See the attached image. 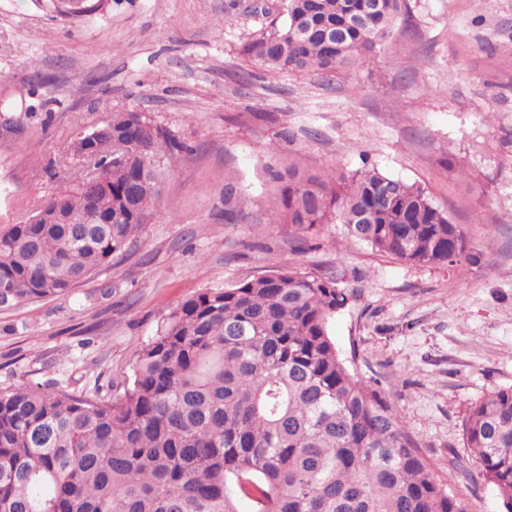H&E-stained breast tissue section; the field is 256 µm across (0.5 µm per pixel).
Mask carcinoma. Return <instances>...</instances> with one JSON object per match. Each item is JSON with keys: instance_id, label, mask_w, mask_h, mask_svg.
<instances>
[{"instance_id": "1", "label": "carcinoma", "mask_w": 512, "mask_h": 512, "mask_svg": "<svg viewBox=\"0 0 512 512\" xmlns=\"http://www.w3.org/2000/svg\"><path fill=\"white\" fill-rule=\"evenodd\" d=\"M286 0L241 55L264 73L337 75L375 56L406 0ZM99 176L44 201L82 224L27 221L0 234L11 304L60 296L108 265L159 213L181 149L143 112H114ZM276 210L302 231L347 236L414 263L458 264L467 238L424 187L373 163L325 180L270 171ZM243 215L224 185V222ZM110 224H91L93 217ZM337 279L276 270L205 288L137 350L130 386L105 399L0 389V512H464L382 392L341 358L329 323ZM463 439L512 512V389L470 408Z\"/></svg>"}]
</instances>
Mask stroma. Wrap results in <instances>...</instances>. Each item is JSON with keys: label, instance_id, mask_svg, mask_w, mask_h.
Returning <instances> with one entry per match:
<instances>
[{"label": "stroma", "instance_id": "obj_1", "mask_svg": "<svg viewBox=\"0 0 512 512\" xmlns=\"http://www.w3.org/2000/svg\"><path fill=\"white\" fill-rule=\"evenodd\" d=\"M283 0H102L77 18L0 0V233L85 165L73 142L112 113H145L182 143L164 209L128 249L58 297L0 308V389L122 394L134 353L203 288L278 268L333 274L330 330L382 392L464 512H505L462 423L512 387V0H408V23L335 77L258 73L243 44ZM370 156L426 189L470 258L406 263L339 224L303 239L276 222L268 168L324 178ZM246 197L224 221V185Z\"/></svg>", "mask_w": 512, "mask_h": 512}]
</instances>
